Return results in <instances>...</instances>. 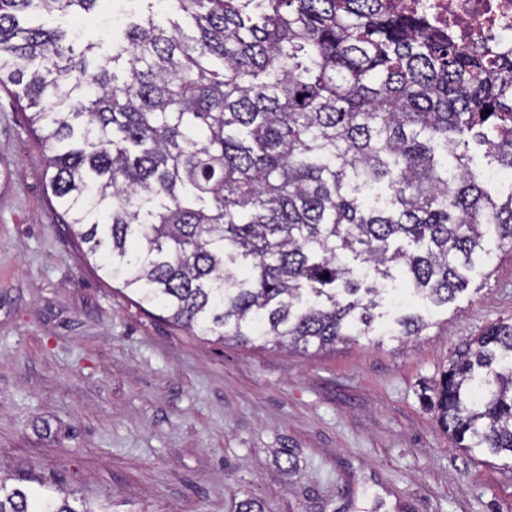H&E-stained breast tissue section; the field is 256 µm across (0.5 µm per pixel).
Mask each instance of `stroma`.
<instances>
[{"label":"stroma","instance_id":"1","mask_svg":"<svg viewBox=\"0 0 512 512\" xmlns=\"http://www.w3.org/2000/svg\"><path fill=\"white\" fill-rule=\"evenodd\" d=\"M97 16L50 25L106 37ZM46 150L0 89V477L109 512H512V462L465 453L422 401L449 359L512 319V257L490 261L445 306L406 294L430 328L315 352L197 336L147 312L63 223ZM293 456L286 467L277 456Z\"/></svg>","mask_w":512,"mask_h":512}]
</instances>
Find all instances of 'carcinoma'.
Returning <instances> with one entry per match:
<instances>
[{"mask_svg": "<svg viewBox=\"0 0 512 512\" xmlns=\"http://www.w3.org/2000/svg\"><path fill=\"white\" fill-rule=\"evenodd\" d=\"M98 0H0V88L26 102L62 219L106 276L202 336L305 351L367 336L403 270L436 306L492 225L512 245V51L457 45L401 0H168L101 52L25 18ZM361 260V279L346 262ZM399 335L430 326L420 313ZM456 447L512 460V322L436 383ZM0 512L76 510L0 479ZM471 154L473 155V163L472 167L477 171H487L485 173L486 177L491 181H497L502 176L506 174L499 170H491L496 169L497 163L492 160L490 157H486L484 155L483 148H477L475 146L471 147ZM491 170V171H488ZM510 181H511V171H510ZM508 178H504L497 182H489L487 185L488 190L491 193H506L508 188L510 187L511 182Z\"/></svg>", "mask_w": 512, "mask_h": 512, "instance_id": "carcinoma-1", "label": "carcinoma"}]
</instances>
